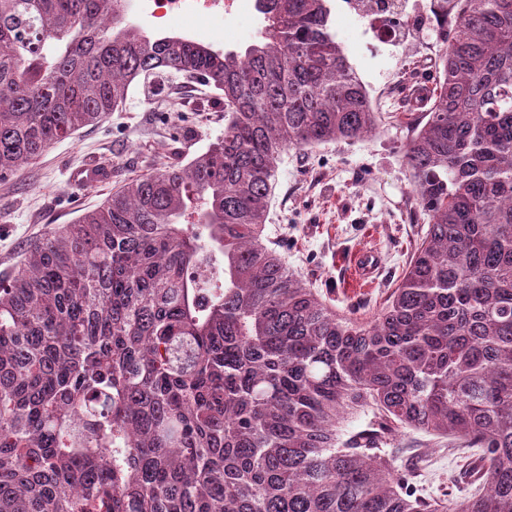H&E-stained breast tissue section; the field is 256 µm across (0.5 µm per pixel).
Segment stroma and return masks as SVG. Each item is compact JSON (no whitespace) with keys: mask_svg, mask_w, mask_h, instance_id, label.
Returning a JSON list of instances; mask_svg holds the SVG:
<instances>
[{"mask_svg":"<svg viewBox=\"0 0 512 512\" xmlns=\"http://www.w3.org/2000/svg\"><path fill=\"white\" fill-rule=\"evenodd\" d=\"M415 5L401 14L414 37L400 47L374 37L354 0H331L336 39L385 114L413 107L412 88L434 78L440 36L419 27L433 8L430 0ZM147 27L218 48L240 45L256 31L245 17L227 26L201 16L155 19ZM223 132L224 104L214 89L182 77L170 78L161 90L133 85L119 111L57 142L17 178L0 184V274L23 259L45 227L75 222L131 178L190 161ZM405 142V129L391 123L361 140L290 149L280 157L264 241L337 310L372 315L414 251L422 222L404 164ZM91 160L110 171L109 181L74 183L73 171ZM371 246L382 259L374 283L350 287L353 252ZM422 454L428 466L418 486L435 495L461 493V485L450 482L461 469L456 456L436 447Z\"/></svg>","mask_w":512,"mask_h":512,"instance_id":"35a3bbf8","label":"stroma"}]
</instances>
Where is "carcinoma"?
<instances>
[{
  "instance_id": "obj_1",
  "label": "carcinoma",
  "mask_w": 512,
  "mask_h": 512,
  "mask_svg": "<svg viewBox=\"0 0 512 512\" xmlns=\"http://www.w3.org/2000/svg\"><path fill=\"white\" fill-rule=\"evenodd\" d=\"M433 3L450 30L404 154L427 228L361 319L263 242L281 152L381 122L329 0H257L237 49L129 0H0V184L135 82L224 96L204 152L0 278V512H512V0ZM407 433L460 451L463 495L417 490L383 448Z\"/></svg>"
}]
</instances>
